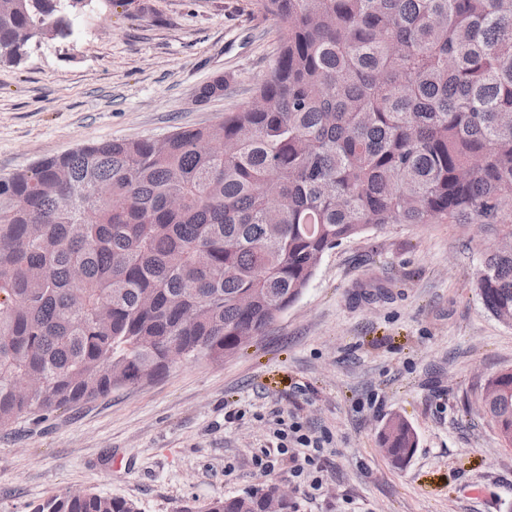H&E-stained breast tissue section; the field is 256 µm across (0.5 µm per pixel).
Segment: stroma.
Segmentation results:
<instances>
[{
	"label": "stroma",
	"mask_w": 512,
	"mask_h": 512,
	"mask_svg": "<svg viewBox=\"0 0 512 512\" xmlns=\"http://www.w3.org/2000/svg\"><path fill=\"white\" fill-rule=\"evenodd\" d=\"M70 30L0 64V176L110 139L207 126L249 101L279 48L253 0H89ZM223 77L222 95L199 90ZM477 224H392L344 240L254 343L0 431V512L69 489L180 512L267 482L296 512H512V448L486 424L480 379L512 366V327L474 288ZM403 416L404 469L380 440ZM284 418L328 437L317 487L291 458H253Z\"/></svg>",
	"instance_id": "obj_1"
}]
</instances>
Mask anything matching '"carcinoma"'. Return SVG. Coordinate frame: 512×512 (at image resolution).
<instances>
[{
  "label": "carcinoma",
  "mask_w": 512,
  "mask_h": 512,
  "mask_svg": "<svg viewBox=\"0 0 512 512\" xmlns=\"http://www.w3.org/2000/svg\"><path fill=\"white\" fill-rule=\"evenodd\" d=\"M88 0H0V63ZM280 51L209 126L92 142L0 177V430L219 361L263 335L323 255L390 224H481L475 288L512 326V0H254ZM195 320L182 321L186 310ZM512 448V367L480 385ZM402 468L418 446L388 419ZM250 489L180 512H268ZM30 512H140L62 492Z\"/></svg>",
  "instance_id": "carcinoma-1"
}]
</instances>
